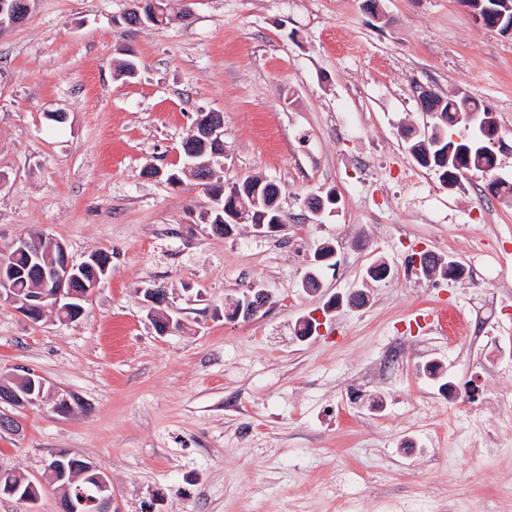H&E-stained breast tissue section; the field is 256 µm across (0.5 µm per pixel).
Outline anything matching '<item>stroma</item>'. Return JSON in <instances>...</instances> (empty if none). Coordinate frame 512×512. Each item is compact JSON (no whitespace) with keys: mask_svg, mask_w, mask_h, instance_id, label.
I'll list each match as a JSON object with an SVG mask.
<instances>
[{"mask_svg":"<svg viewBox=\"0 0 512 512\" xmlns=\"http://www.w3.org/2000/svg\"><path fill=\"white\" fill-rule=\"evenodd\" d=\"M129 0H36L0 32V246L38 231L111 272L74 322L0 304V384L31 370L52 401L13 410L0 469L46 476L58 454L112 480V512H512V197L480 173L452 187L403 132L416 85L491 110L512 183V36L459 0H194L190 20L127 33ZM139 74L117 77L126 47ZM224 115V181L280 185L287 222L215 235L212 201L181 166L201 112ZM65 113L64 122L52 120ZM335 205L312 215L309 195ZM483 241L482 256L469 247ZM336 248L303 293L315 248ZM460 262L419 275L415 248ZM376 262L391 273L366 275ZM273 300L226 313L250 286ZM164 288L159 335L143 291ZM362 291L319 333L304 318ZM454 314L464 335L425 319Z\"/></svg>","mask_w":512,"mask_h":512,"instance_id":"stroma-1","label":"stroma"}]
</instances>
